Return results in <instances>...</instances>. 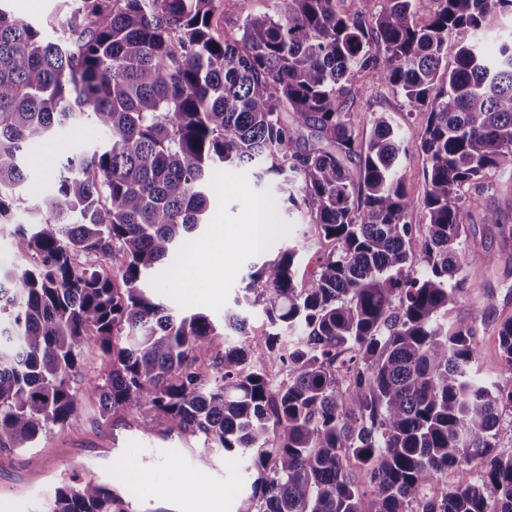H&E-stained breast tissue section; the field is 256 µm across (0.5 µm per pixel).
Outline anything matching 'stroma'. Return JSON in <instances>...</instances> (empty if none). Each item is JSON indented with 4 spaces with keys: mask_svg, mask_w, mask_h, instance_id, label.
Segmentation results:
<instances>
[{
    "mask_svg": "<svg viewBox=\"0 0 512 512\" xmlns=\"http://www.w3.org/2000/svg\"><path fill=\"white\" fill-rule=\"evenodd\" d=\"M357 82L362 87V95L353 108L358 134L369 135L373 116L384 112L408 139L419 137L426 122L423 111L409 107L390 86L362 76ZM210 181L216 189L209 200L207 221L198 226L192 241L205 242L213 225L223 224L227 242L223 265H211L197 253L183 264L182 276H175L172 269L163 266L154 273L148 286L169 308L203 311L220 324L225 309L233 307L235 297L245 287L250 266L274 258L291 239H306L313 253L326 250L327 244L310 235L304 213L288 211L276 184L257 183L252 170L220 167L213 170ZM259 200L268 208L272 231L264 247L255 250L244 244L239 229L247 223L254 202ZM467 234L476 243L462 256L463 265L473 274L471 286L449 310L447 319L452 322L470 317L474 311H483L480 371L507 388L512 386V370L500 358L495 328L500 320L512 316V275L503 263L492 270L484 266L485 255L497 251L499 238L493 225L483 223L481 212H473L467 222ZM127 420L124 413L112 414L107 419L100 417L96 397L80 392L75 423L52 428L32 447L0 452V500L24 493L23 481L32 474L42 473L45 484L54 490L64 482L78 483L83 469L89 468L98 473L102 483L137 498L136 512H163L152 495L151 482L143 475L140 459L126 453L110 455L102 446L105 438L126 426ZM34 456L40 458V466H32L30 459ZM207 457L211 467L224 472V512H239L240 504L251 494L254 472L245 470L240 459L221 451H208Z\"/></svg>",
    "mask_w": 512,
    "mask_h": 512,
    "instance_id": "obj_1",
    "label": "stroma"
}]
</instances>
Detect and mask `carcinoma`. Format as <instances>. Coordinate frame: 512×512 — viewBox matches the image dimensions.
Wrapping results in <instances>:
<instances>
[{"mask_svg":"<svg viewBox=\"0 0 512 512\" xmlns=\"http://www.w3.org/2000/svg\"><path fill=\"white\" fill-rule=\"evenodd\" d=\"M271 2L255 15L247 0H79L57 40L0 7V226L28 258L0 275V450L76 419L93 345L84 381L101 416L170 422L246 458L259 473L246 512H512V453L496 451L512 388L478 369L483 314L445 321L470 279L465 219L512 161V32L493 55L479 40L512 0H435L424 23L415 0ZM356 72L426 111L419 139L383 114L359 137ZM86 120L102 145L26 202L27 147ZM416 150L417 200L400 174ZM217 165L277 181L332 244L308 288L303 241L250 273L235 303L267 329L225 312L238 340L222 352L208 314L176 315L146 286L203 223ZM482 220L500 241L486 268L511 262L506 213ZM497 337L512 369V317ZM474 458L473 480L424 496ZM111 504L101 484L67 486L54 512Z\"/></svg>","mask_w":512,"mask_h":512,"instance_id":"obj_1","label":"carcinoma"}]
</instances>
